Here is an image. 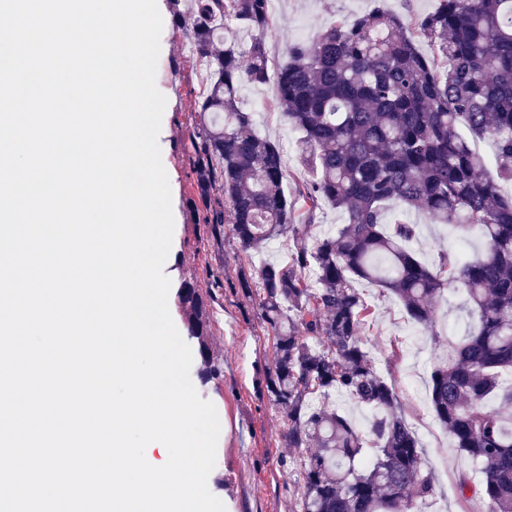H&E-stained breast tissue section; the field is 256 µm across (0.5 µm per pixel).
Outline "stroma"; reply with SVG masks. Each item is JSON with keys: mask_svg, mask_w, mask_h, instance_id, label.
I'll return each instance as SVG.
<instances>
[{"mask_svg": "<svg viewBox=\"0 0 512 512\" xmlns=\"http://www.w3.org/2000/svg\"><path fill=\"white\" fill-rule=\"evenodd\" d=\"M379 3L406 21L438 6V0H274L273 25L265 36L271 64L284 61L290 43L313 40L334 19L355 17ZM189 5L190 0L165 4L156 74V86L166 98L158 144L177 221L164 264L173 291L169 310L177 321H184L175 293L186 283L198 290L211 320V354L223 369L218 379L195 385L201 398L214 404L220 423L227 428L219 437L210 474L212 494L224 503L226 512H296L299 466L292 461L293 449L283 445V424L261 387L273 359L272 337L261 323L256 302L246 299L237 286L239 271L248 259L227 228L215 230L203 223L202 203L191 175L185 130L197 119L196 97L205 73L192 65L180 24ZM273 96L270 84L241 90L242 106L252 112L256 130L281 145L288 170L286 187L292 192L309 174L297 161L296 136L279 121ZM359 288L373 310L362 330L363 339L378 371L394 378L423 446L426 466L435 476L436 493L420 503V512H487L480 496L459 500L458 477L467 476L476 484L480 475L473 462L454 448L428 406L434 350L430 337L414 327L392 297L364 282ZM463 302L464 294L458 290L448 291L437 302L442 337L457 339L472 327Z\"/></svg>", "mask_w": 512, "mask_h": 512, "instance_id": "35a3bbf8", "label": "stroma"}]
</instances>
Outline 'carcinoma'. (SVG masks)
I'll use <instances>...</instances> for the list:
<instances>
[{
    "label": "carcinoma",
    "mask_w": 512,
    "mask_h": 512,
    "mask_svg": "<svg viewBox=\"0 0 512 512\" xmlns=\"http://www.w3.org/2000/svg\"><path fill=\"white\" fill-rule=\"evenodd\" d=\"M270 0H193L184 21L207 86L200 120L186 131L205 223L229 230L248 260L238 285L258 298L274 356L263 391L298 452L297 512H415L435 492L422 446L361 331L367 281L394 296L434 343L429 403L457 450L480 469L479 487L457 481L461 501L480 493L487 512H512V0H439L410 23L377 8L328 24L311 42L288 45L270 72ZM250 33L224 41V22ZM431 47L420 53L417 42ZM274 82L273 106L298 136L297 157L314 178L288 199L277 142L241 106L245 84ZM493 141L497 177L471 144ZM344 215L336 231L309 236L322 204ZM446 224L477 255L438 248L420 260L408 247L419 224ZM293 236L285 262L257 259ZM466 294L475 320L441 342L435 304ZM179 304L197 340L204 381L221 376L209 351L210 321L195 288ZM369 412L365 428L330 402L334 393Z\"/></svg>",
    "instance_id": "obj_1"
}]
</instances>
